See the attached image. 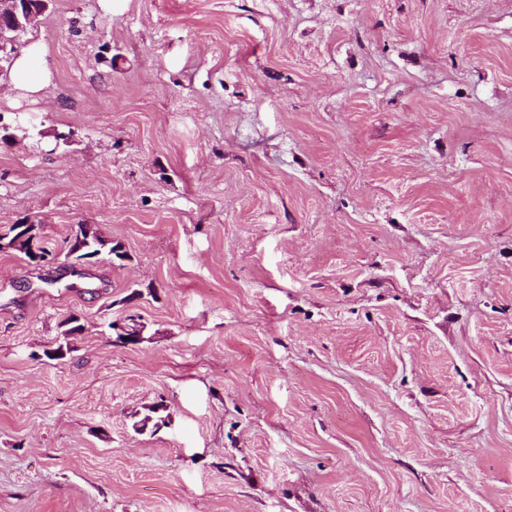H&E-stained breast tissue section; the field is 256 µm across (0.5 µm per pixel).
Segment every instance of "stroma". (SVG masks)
<instances>
[{"mask_svg":"<svg viewBox=\"0 0 512 512\" xmlns=\"http://www.w3.org/2000/svg\"><path fill=\"white\" fill-rule=\"evenodd\" d=\"M24 42L0 234L126 258L0 251V512H512V0H55ZM39 51L30 48L15 60L11 80L14 89L23 96H36L50 80V73L39 62ZM109 330L116 333V336H130L128 339L136 340L139 343L140 336L143 339V331L145 326L139 320L137 315H127L123 320L111 321L108 324ZM135 332L137 334H135Z\"/></svg>","mask_w":512,"mask_h":512,"instance_id":"1","label":"stroma"}]
</instances>
